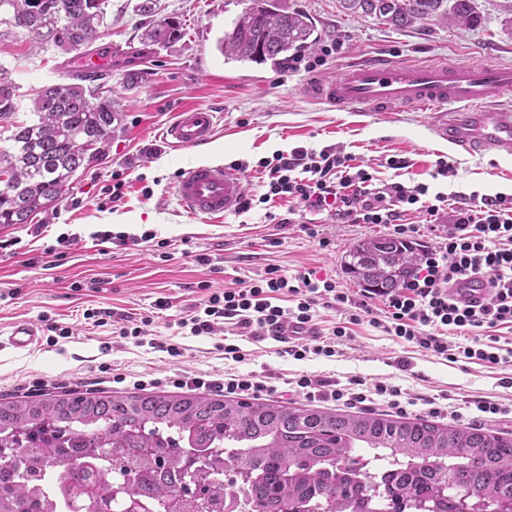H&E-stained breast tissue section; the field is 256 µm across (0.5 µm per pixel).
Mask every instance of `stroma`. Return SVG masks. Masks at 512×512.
<instances>
[{"mask_svg":"<svg viewBox=\"0 0 512 512\" xmlns=\"http://www.w3.org/2000/svg\"><path fill=\"white\" fill-rule=\"evenodd\" d=\"M138 2L109 0L102 40L111 44L113 54L106 83L121 121L107 159L80 173L55 208L37 215L33 224L0 228V242L8 244L0 249V329L17 318L36 323L46 314L72 330L70 338L55 346L0 350V400L26 399L21 386L32 381L42 384L35 393L39 399L67 391L133 393L132 385L113 383L116 371L149 378L253 371L277 386L304 372L343 383L353 377L387 381L412 399L444 394L456 408L478 396L512 405V388L501 384L512 377V366L450 363L409 348L366 321L355 326L342 356L311 361L280 356L278 343L271 340L243 342L249 354L245 362L225 359L216 345L230 333L227 325L213 336L178 335L170 322L202 298L203 281L221 289L257 278L270 267L289 276L312 270L359 295V286L344 270V255L358 241L388 237L390 228L353 224L325 213L292 216L284 200L221 219L191 218L172 186L182 169L202 161L204 152L171 149L161 137L181 109H215L214 141L224 148V164H249L243 174L249 195L262 192L253 170L258 160L297 146L340 148L355 163L369 167L379 184L423 182L430 193L450 196L512 195V152L487 157L461 153L437 139L426 112L339 111L303 95L309 80L335 77L344 67L379 54L403 63L483 59L512 64V0H473L479 21L470 27L425 21L401 29L350 13L339 0H280L285 10L310 19L321 44H343L340 54L311 73L301 67L225 63L216 41L244 10V0H155L151 17L138 13ZM152 18L179 21L181 38L142 46L141 28ZM78 58V53H62L22 34L0 36V65L9 69L18 87L15 120L29 119L41 88L70 82L69 68ZM128 70L141 73L130 87L122 84ZM392 157L402 159L404 168H390ZM441 159L452 167L445 177L434 174ZM116 172L122 173L126 186L121 201L113 203L105 190ZM309 222L320 225L329 247L302 232ZM36 224L41 227L37 235L32 232ZM148 229L169 240V247L160 251L147 242L113 249L92 238L98 230L139 235ZM63 233L78 235V242L62 256L49 254V246ZM200 254L210 255L211 266L197 263ZM93 280L98 283L94 289L89 286ZM12 288L17 294L10 299L6 293ZM161 297L169 298L172 306L166 319L152 323L148 332L153 339L182 347L179 357L113 337L111 326L95 328L82 317L85 309L96 307L146 315ZM402 359L408 368L399 367ZM103 363L108 372L100 371Z\"/></svg>","mask_w":512,"mask_h":512,"instance_id":"1","label":"stroma"}]
</instances>
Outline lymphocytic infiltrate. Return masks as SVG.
<instances>
[{
	"instance_id": "f902f5d3",
	"label": "lymphocytic infiltrate",
	"mask_w": 512,
	"mask_h": 512,
	"mask_svg": "<svg viewBox=\"0 0 512 512\" xmlns=\"http://www.w3.org/2000/svg\"><path fill=\"white\" fill-rule=\"evenodd\" d=\"M256 169L263 176L264 192L258 199H245L244 210H251L257 202L284 199L290 208L302 212H327L357 224L392 225L394 237L406 244L414 243L418 235L416 225L403 220L411 206L434 217L443 212L448 200L443 193H430L428 185L421 182L375 185L368 170L334 147L315 152L298 146L259 161ZM475 275L488 278L492 292L487 298L464 303L449 297L450 284ZM200 288L204 297L175 322L180 335L211 336L219 325L231 324L261 341L275 338L285 324L292 323L313 330L312 335L289 341L286 348L288 356L301 361L341 354L343 345L353 336L354 326L367 320L410 347L452 363L489 368L511 364L512 347L501 348L497 332L512 329V196L470 195L467 204L455 210L443 242L425 250L413 276L391 291L378 293L364 288L354 297L315 272L290 277L276 267L236 287L214 288L204 281ZM375 299L383 305L378 318L370 308ZM322 306L348 310L345 320L326 335L316 329ZM83 318L95 327L113 325L115 336L137 345L144 343L146 328L153 322L149 315L136 318L101 307L86 309ZM452 334L462 336V343H450L448 337ZM168 383L233 397L278 391L265 377L252 372L221 378L179 375L169 378ZM287 392L310 402L351 406L372 402L379 396L392 412H407L401 389L383 381L368 389L359 379L342 385L302 374L289 380Z\"/></svg>"
}]
</instances>
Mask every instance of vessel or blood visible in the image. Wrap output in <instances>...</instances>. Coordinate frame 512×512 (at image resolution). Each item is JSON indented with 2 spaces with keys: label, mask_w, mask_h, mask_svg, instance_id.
I'll list each match as a JSON object with an SVG mask.
<instances>
[{
  "label": "vessel or blood",
  "mask_w": 512,
  "mask_h": 512,
  "mask_svg": "<svg viewBox=\"0 0 512 512\" xmlns=\"http://www.w3.org/2000/svg\"><path fill=\"white\" fill-rule=\"evenodd\" d=\"M112 46L104 43L84 54L74 67L84 81L102 78L111 69ZM309 100L339 110L384 112L406 105L435 114L436 135L454 148L494 155L512 147V66L491 63H400L386 56L345 67L335 78L314 80L306 86ZM216 112L190 108L177 112L165 137L173 147L202 148L215 136ZM173 192L183 210L201 219L237 213L244 199L240 174L221 164L199 163L175 182ZM488 280L473 276L454 283L448 293L461 302L488 297ZM41 340L31 321L12 324L0 349L27 350Z\"/></svg>",
  "instance_id": "vessel-or-blood-1"
}]
</instances>
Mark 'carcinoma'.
<instances>
[{"mask_svg":"<svg viewBox=\"0 0 512 512\" xmlns=\"http://www.w3.org/2000/svg\"><path fill=\"white\" fill-rule=\"evenodd\" d=\"M216 49L224 62L280 65L316 45L309 19L278 0H248ZM347 10L396 28L444 19L478 22L471 0H340ZM108 0H0V29L19 31L63 53L104 35ZM174 20L144 26L148 46L179 39ZM17 86L0 65V122L15 110ZM102 86L44 87L29 120L11 124L0 152V225L27 224L52 209L79 172L106 157L120 112ZM344 266L366 288L408 280L422 253L396 239L354 246ZM0 512H126L115 484L80 457L89 448L121 451L117 467L148 468L134 488L157 512H215L241 491L247 512H512V436L425 418L331 412L192 395L66 394L0 402ZM46 463L56 491L40 487ZM194 467L189 499L171 474Z\"/></svg>","mask_w":512,"mask_h":512,"instance_id":"1","label":"carcinoma"}]
</instances>
